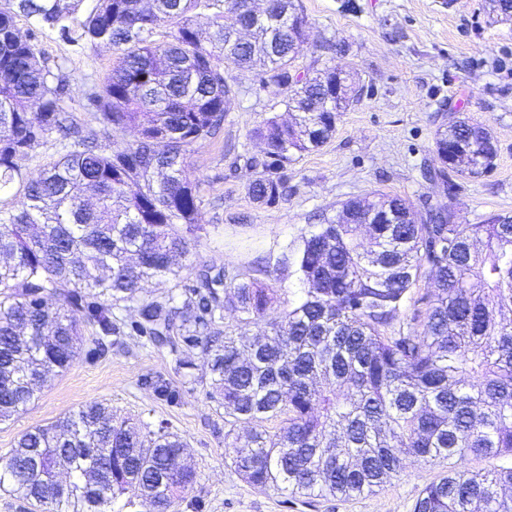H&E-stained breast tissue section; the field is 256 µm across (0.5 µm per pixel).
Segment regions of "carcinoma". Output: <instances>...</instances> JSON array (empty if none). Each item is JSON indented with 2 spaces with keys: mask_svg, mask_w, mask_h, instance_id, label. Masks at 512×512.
Instances as JSON below:
<instances>
[{
  "mask_svg": "<svg viewBox=\"0 0 512 512\" xmlns=\"http://www.w3.org/2000/svg\"><path fill=\"white\" fill-rule=\"evenodd\" d=\"M83 2L18 8L118 51L87 96L96 130L65 109L63 80L11 8H0V421L70 367L86 335L98 344L135 334L176 354L201 349L205 374L181 358L178 367L224 409L225 457L255 487L350 499L399 477L408 458L447 461L413 512H512V466H467L472 457L512 460V216L466 224L447 202L454 177L492 172L488 127L464 117L437 129L434 152L451 163L434 172L435 203L418 212L397 195L352 199L303 235L302 296L270 321L277 289L235 267L180 262L201 230L188 157L218 133L236 96L226 58L288 90L285 111L296 112L291 123L273 116L253 131L264 146L248 188L254 202L275 203L286 165L333 137L353 100L336 97L331 67L295 69L308 39L303 5L269 0L274 20L257 23L228 0H92L86 11ZM245 25L252 40L241 43ZM157 28L162 40L144 37ZM54 131L77 147L27 177L17 159ZM377 200L398 223L379 216L365 247L359 220ZM159 277L193 284L145 294ZM423 282L432 287L420 297L426 308L408 315ZM81 309L84 322L74 315ZM124 310L136 319L126 323ZM272 419L280 426L266 427ZM186 448L162 427L90 401L26 431L0 459V489L49 512H112L131 490L144 512H169L196 482Z\"/></svg>",
  "mask_w": 512,
  "mask_h": 512,
  "instance_id": "obj_1",
  "label": "carcinoma"
}]
</instances>
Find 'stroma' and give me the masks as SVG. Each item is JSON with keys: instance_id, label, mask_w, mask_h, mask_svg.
<instances>
[{"instance_id": "obj_1", "label": "stroma", "mask_w": 512, "mask_h": 512, "mask_svg": "<svg viewBox=\"0 0 512 512\" xmlns=\"http://www.w3.org/2000/svg\"><path fill=\"white\" fill-rule=\"evenodd\" d=\"M302 4L309 44L297 69L338 63L354 69L369 94L343 112L328 143L288 164L286 193L272 205H260L248 194L256 174L251 161L261 155L252 131L284 114L286 93L261 86L254 71L225 61L237 94L224 128L189 155L204 224L194 261L233 266L277 287L272 318L301 297L296 252L302 236L335 217L342 203L376 192L401 196L418 208L437 198V186L423 178L422 169L436 165L434 135L451 112L485 123L497 152L488 176L459 180L452 206L472 224L492 213L512 216V23L491 22L489 0ZM17 23L33 35L50 66L66 75L64 107L94 126L87 94L111 68L116 49L73 40L31 18L18 17ZM325 40L348 44L347 55L334 58L322 48ZM157 378L167 383L169 395L154 391ZM91 400L151 428L167 427L187 443L198 480L171 512H413L420 491L443 472L410 464L375 494L348 500L253 487L225 457L223 410L207 398L205 387L185 382L175 354L143 345L136 336L125 337L119 348L82 353L25 412L0 422V458L10 455L23 432Z\"/></svg>"}]
</instances>
